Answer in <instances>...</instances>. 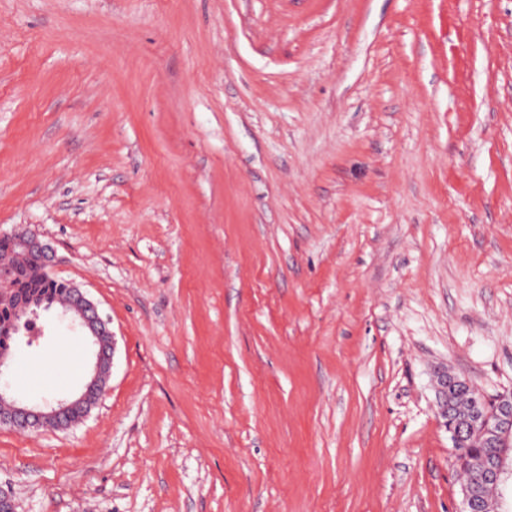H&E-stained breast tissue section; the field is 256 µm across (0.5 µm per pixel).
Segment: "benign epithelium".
Listing matches in <instances>:
<instances>
[{
  "mask_svg": "<svg viewBox=\"0 0 512 512\" xmlns=\"http://www.w3.org/2000/svg\"><path fill=\"white\" fill-rule=\"evenodd\" d=\"M12 237L23 253L40 258L41 267L50 263L49 247L36 235L14 233ZM12 273L0 271V294H9L16 311L38 318L42 312H54L60 320L88 338L92 365L81 388L64 398L24 402L10 393V356L0 357V424L15 429L60 428L63 418L75 409L86 413L105 392L114 352L109 319L81 288L67 283L70 302L59 307L39 293L15 290ZM469 393L465 401L458 394ZM438 403L448 416V433L455 448H467L480 441L490 455L479 477L462 488L465 512H506L503 487L512 481V392L493 398L480 393L467 379L448 370L441 374Z\"/></svg>",
  "mask_w": 512,
  "mask_h": 512,
  "instance_id": "7a95c632",
  "label": "benign epithelium"
}]
</instances>
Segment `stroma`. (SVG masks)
I'll return each mask as SVG.
<instances>
[{"mask_svg":"<svg viewBox=\"0 0 512 512\" xmlns=\"http://www.w3.org/2000/svg\"><path fill=\"white\" fill-rule=\"evenodd\" d=\"M109 318L0 426L16 512H460L439 372L512 391V0H0V235ZM12 366L68 394L43 314Z\"/></svg>","mask_w":512,"mask_h":512,"instance_id":"35a3bbf8","label":"stroma"}]
</instances>
